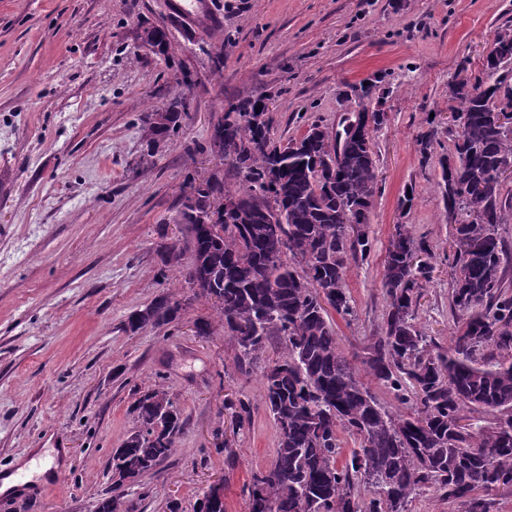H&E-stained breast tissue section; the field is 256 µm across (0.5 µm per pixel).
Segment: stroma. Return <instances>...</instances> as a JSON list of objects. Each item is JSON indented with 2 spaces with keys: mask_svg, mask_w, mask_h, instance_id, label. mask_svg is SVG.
Segmentation results:
<instances>
[{
  "mask_svg": "<svg viewBox=\"0 0 512 512\" xmlns=\"http://www.w3.org/2000/svg\"><path fill=\"white\" fill-rule=\"evenodd\" d=\"M217 28L190 25L168 0H0V472L49 452L54 468L0 512H94L112 451L139 424L135 400L160 387L186 425L177 451L122 487L135 512H182L224 482L225 512H249L253 474L275 461L277 431L260 367L241 370L224 334L197 335L215 315L161 250L185 246L182 191L212 173L238 183L211 151L227 103L271 99L270 134L285 143L310 125L339 129L364 82L385 119L374 137L378 191L369 256L351 263L350 316L336 336L361 381L390 412L401 404L361 364L383 324L381 288L395 225L432 254L417 323L440 348L450 315L453 226L438 194V157L453 150L437 120L434 155L417 139L427 113L448 112V85L481 70L512 0H215ZM166 26L174 62L141 45L142 20ZM224 57L214 72V52ZM182 97L175 134L148 152L145 117ZM414 187L410 210L399 199ZM176 293L180 318L128 332V315ZM251 404L236 426L225 399Z\"/></svg>",
  "mask_w": 512,
  "mask_h": 512,
  "instance_id": "1",
  "label": "stroma"
}]
</instances>
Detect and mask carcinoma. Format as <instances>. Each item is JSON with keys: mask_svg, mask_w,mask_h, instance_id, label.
<instances>
[{"mask_svg": "<svg viewBox=\"0 0 512 512\" xmlns=\"http://www.w3.org/2000/svg\"><path fill=\"white\" fill-rule=\"evenodd\" d=\"M141 40L171 62L167 29L147 21ZM512 91L491 76L475 89L448 86L461 123L448 129L455 154L439 158L437 181L448 222L456 224L450 309L452 345L433 350L417 325V301L430 278L426 243L395 225L381 288L387 309L363 364L407 411L392 413L364 386L340 350L330 311L352 313L346 293L349 265L369 255L364 232L378 188L372 125L378 112H358L344 134L313 124L297 140L270 137L269 117L251 120L263 100L230 103L210 138V149L230 161L241 179L230 186L213 175L182 193L177 223L188 252L172 245L166 265L195 267L188 284L206 298L219 296L218 323L250 367L277 344L262 370L265 404L278 448L270 469L253 475L250 512H406L408 503L435 488L468 512H488L481 494L512 489V247L499 228L512 223V193L500 171L512 167V127L491 101ZM175 99L148 113L150 148L181 125ZM435 119L418 139L431 155ZM229 217H211L218 200ZM173 293L129 315L136 332L180 317ZM141 429L112 454L111 487L135 483L175 452L185 420L168 393L148 390L135 402ZM494 416L486 426L465 424L466 413ZM360 439L340 461L339 435ZM194 512H224L208 493Z\"/></svg>", "mask_w": 512, "mask_h": 512, "instance_id": "1", "label": "carcinoma"}]
</instances>
